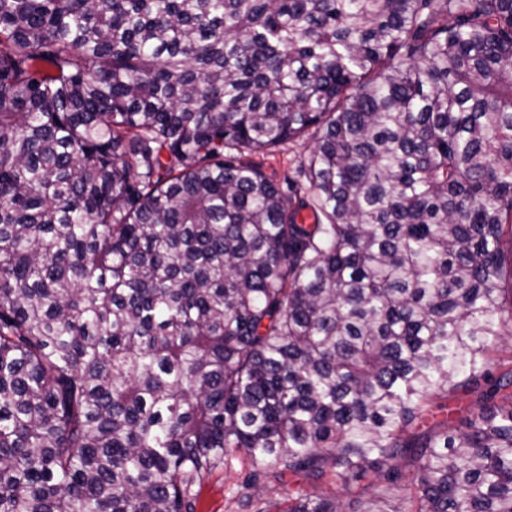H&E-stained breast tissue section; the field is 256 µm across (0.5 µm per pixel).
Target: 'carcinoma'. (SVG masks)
<instances>
[{
	"label": "carcinoma",
	"mask_w": 512,
	"mask_h": 512,
	"mask_svg": "<svg viewBox=\"0 0 512 512\" xmlns=\"http://www.w3.org/2000/svg\"><path fill=\"white\" fill-rule=\"evenodd\" d=\"M506 234L512 0H0V512H512ZM312 140L308 137L289 141L286 145L275 149L273 152L259 153L252 156L263 173L277 182L285 191L288 188V180L303 183L298 170L310 152ZM488 389L487 381L481 379L478 384L472 385L469 389H459L448 393L447 399H437L436 404L424 420L421 430L442 431L446 424H448V430L451 426H460L462 421L469 417L470 412L480 406H484L490 411L499 410L504 402L497 397L486 400L483 393ZM437 405H446V408L440 409ZM251 470V464L242 458L213 470L195 488L196 512H237V492ZM260 492L257 495V508L263 506L264 502L273 501L279 504V510L288 509V505L294 502L296 492L300 490L310 491V484L301 473L297 475H288L285 473L282 477L270 475L261 478Z\"/></svg>",
	"instance_id": "cac0c4a2"
}]
</instances>
